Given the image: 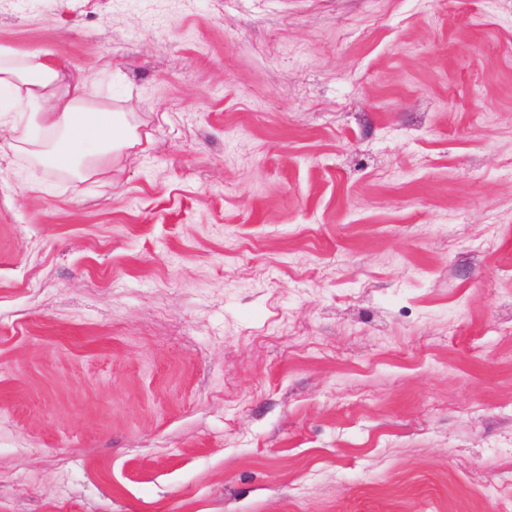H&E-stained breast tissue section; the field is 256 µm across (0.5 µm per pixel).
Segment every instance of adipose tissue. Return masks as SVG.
I'll return each instance as SVG.
<instances>
[{
	"instance_id": "1",
	"label": "adipose tissue",
	"mask_w": 512,
	"mask_h": 512,
	"mask_svg": "<svg viewBox=\"0 0 512 512\" xmlns=\"http://www.w3.org/2000/svg\"><path fill=\"white\" fill-rule=\"evenodd\" d=\"M14 112L29 113L46 136L40 141L12 138L11 149L37 167L59 169L81 181L102 174L114 150L140 142L126 113L98 101L90 76L67 82L49 56L1 49L0 127Z\"/></svg>"
}]
</instances>
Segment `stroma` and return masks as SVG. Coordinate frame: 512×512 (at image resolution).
<instances>
[{"instance_id":"35a3bbf8","label":"stroma","mask_w":512,"mask_h":512,"mask_svg":"<svg viewBox=\"0 0 512 512\" xmlns=\"http://www.w3.org/2000/svg\"><path fill=\"white\" fill-rule=\"evenodd\" d=\"M141 142L0 151V512H512V0H0Z\"/></svg>"}]
</instances>
